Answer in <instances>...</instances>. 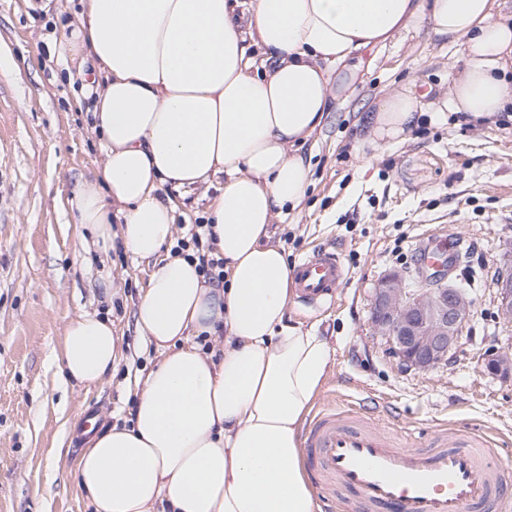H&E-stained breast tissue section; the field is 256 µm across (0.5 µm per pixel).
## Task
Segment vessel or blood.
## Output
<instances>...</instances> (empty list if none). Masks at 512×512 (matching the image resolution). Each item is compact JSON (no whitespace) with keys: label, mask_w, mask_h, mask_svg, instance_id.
<instances>
[{"label":"vessel or blood","mask_w":512,"mask_h":512,"mask_svg":"<svg viewBox=\"0 0 512 512\" xmlns=\"http://www.w3.org/2000/svg\"><path fill=\"white\" fill-rule=\"evenodd\" d=\"M347 278L340 254L321 247L293 268L295 301L304 309L333 303ZM300 451L318 494L334 512L338 490L358 512H505L512 505V450L492 447L480 429L440 423L415 435L349 406L321 409Z\"/></svg>","instance_id":"1"}]
</instances>
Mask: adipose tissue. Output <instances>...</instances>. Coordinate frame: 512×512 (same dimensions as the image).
I'll return each instance as SVG.
<instances>
[{
	"mask_svg": "<svg viewBox=\"0 0 512 512\" xmlns=\"http://www.w3.org/2000/svg\"><path fill=\"white\" fill-rule=\"evenodd\" d=\"M50 48L93 57V180L70 201L96 238L119 236L153 263L135 323L161 356L129 424L94 430L72 477L94 512H319L300 432L330 365L315 330L287 324L292 269L271 226L309 184L302 146L325 123L331 73L358 52L429 22L461 47L441 105L473 120L512 104V15L500 0H79ZM266 52L249 54V44ZM414 91L387 93L370 144L417 126ZM221 180L207 221L225 284L198 259L163 256L175 233L164 186ZM62 376L90 390L116 361L112 320L83 313L63 330Z\"/></svg>",
	"mask_w": 512,
	"mask_h": 512,
	"instance_id": "1",
	"label": "adipose tissue"
}]
</instances>
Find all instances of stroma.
<instances>
[{"mask_svg":"<svg viewBox=\"0 0 512 512\" xmlns=\"http://www.w3.org/2000/svg\"><path fill=\"white\" fill-rule=\"evenodd\" d=\"M76 9L75 0H0V512H91L68 474L82 450L81 418L92 411L106 425L129 423L138 384L158 362L133 317L151 264L120 242L94 245L70 208L103 158L82 80L93 61L49 59L44 44L75 23ZM361 59L350 96L303 148L312 172L303 202L272 226L289 263L324 245L348 271L335 303L288 305L287 323L315 328L330 348L315 403L386 402L407 429L471 423L492 440H512V380L485 368L512 346L494 289L512 261L503 249L512 239V118L426 112L405 141L365 144V119L386 91L447 92L463 59L425 22ZM217 193L164 189L176 237L205 223ZM450 236L463 242L451 277L475 299V316L447 364L401 369L372 333L373 289L392 269L416 278L424 248ZM83 312L111 315L119 344L111 377L90 391L63 382L57 360L66 323ZM51 447L59 455L46 456Z\"/></svg>","mask_w":512,"mask_h":512,"instance_id":"1","label":"stroma"}]
</instances>
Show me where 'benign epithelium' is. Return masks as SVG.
<instances>
[{
  "mask_svg": "<svg viewBox=\"0 0 512 512\" xmlns=\"http://www.w3.org/2000/svg\"><path fill=\"white\" fill-rule=\"evenodd\" d=\"M495 293L500 318L511 323V271L499 275ZM475 309L474 299L445 278L443 267L427 274L418 288L408 286L404 272L391 271L373 289L371 324L400 367L428 371L448 363ZM488 369L505 379L511 378L512 349L497 352Z\"/></svg>",
  "mask_w": 512,
  "mask_h": 512,
  "instance_id": "1",
  "label": "benign epithelium"
}]
</instances>
